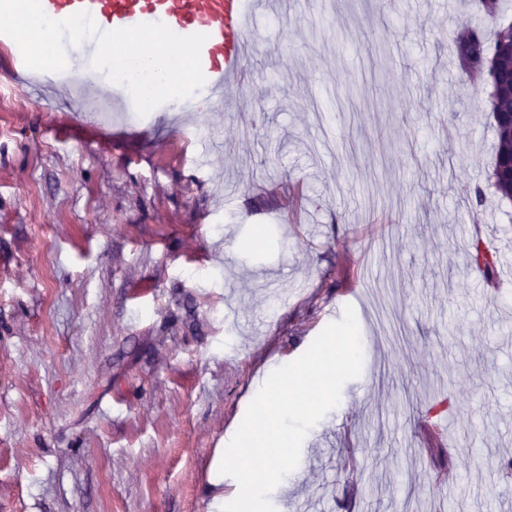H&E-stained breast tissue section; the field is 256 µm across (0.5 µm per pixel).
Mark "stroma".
<instances>
[{
    "label": "stroma",
    "instance_id": "1",
    "mask_svg": "<svg viewBox=\"0 0 512 512\" xmlns=\"http://www.w3.org/2000/svg\"><path fill=\"white\" fill-rule=\"evenodd\" d=\"M221 107L84 122L0 46V512H210L256 393L353 306L276 512H504L512 262L470 0H271ZM196 129L185 138L183 129ZM469 266L472 271L480 274L485 279L493 281L497 266L498 256L491 251L480 237H475L469 245Z\"/></svg>",
    "mask_w": 512,
    "mask_h": 512
}]
</instances>
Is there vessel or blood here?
<instances>
[{"label": "vessel or blood", "instance_id": "1", "mask_svg": "<svg viewBox=\"0 0 512 512\" xmlns=\"http://www.w3.org/2000/svg\"><path fill=\"white\" fill-rule=\"evenodd\" d=\"M45 13L63 20L88 11L101 30L161 22L176 34L206 36L200 52L205 86L223 99L229 86H242L249 57L250 18L261 0H41Z\"/></svg>", "mask_w": 512, "mask_h": 512}]
</instances>
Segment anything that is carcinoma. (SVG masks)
<instances>
[{
  "label": "carcinoma",
  "mask_w": 512,
  "mask_h": 512,
  "mask_svg": "<svg viewBox=\"0 0 512 512\" xmlns=\"http://www.w3.org/2000/svg\"><path fill=\"white\" fill-rule=\"evenodd\" d=\"M471 4L483 17H495L501 9V0H471ZM510 32L512 26L507 25L497 31L495 39L490 40L481 27L475 26L458 35L454 42L461 72L468 78L484 76L491 87L488 108L497 139L491 179L495 192L503 201H512V181L501 172V167L512 159V129L499 121V114L512 112V79L508 70V62L512 61ZM468 259L472 271L493 280L498 266L497 253L491 251L478 236L470 242Z\"/></svg>",
  "instance_id": "cac0c4a2"
}]
</instances>
